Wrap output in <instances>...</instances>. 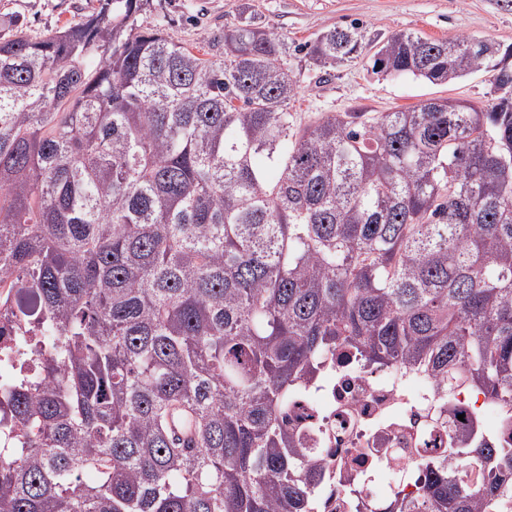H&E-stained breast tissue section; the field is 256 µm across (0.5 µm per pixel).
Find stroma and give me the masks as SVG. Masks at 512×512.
<instances>
[{"mask_svg": "<svg viewBox=\"0 0 512 512\" xmlns=\"http://www.w3.org/2000/svg\"><path fill=\"white\" fill-rule=\"evenodd\" d=\"M98 7L99 0H0V38L11 35L16 20L25 24L30 36L38 37ZM140 19L203 58L217 53L211 38L242 21L274 26L293 48L288 63L300 89L289 109L301 124L329 112H393L429 98L482 107L496 96L485 73L432 84L376 72L367 54L334 67L311 66L295 47L327 28L360 23L364 41L372 48L403 30L433 40L477 37L512 46V0H147Z\"/></svg>", "mask_w": 512, "mask_h": 512, "instance_id": "obj_1", "label": "stroma"}]
</instances>
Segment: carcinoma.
<instances>
[{
    "label": "carcinoma",
    "instance_id": "cac0c4a2",
    "mask_svg": "<svg viewBox=\"0 0 512 512\" xmlns=\"http://www.w3.org/2000/svg\"><path fill=\"white\" fill-rule=\"evenodd\" d=\"M99 2L0 40V280L31 301L0 347V512H322L327 472L284 419L350 356L505 418L407 449L416 490L387 512H503L512 47L395 33L373 70L501 94L303 126L275 28L202 59L139 24L143 0ZM305 49L324 68L366 46L351 23Z\"/></svg>",
    "mask_w": 512,
    "mask_h": 512
}]
</instances>
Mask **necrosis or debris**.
Instances as JSON below:
<instances>
[{"label":"necrosis or debris","mask_w":512,"mask_h":512,"mask_svg":"<svg viewBox=\"0 0 512 512\" xmlns=\"http://www.w3.org/2000/svg\"><path fill=\"white\" fill-rule=\"evenodd\" d=\"M431 388L425 375L393 367L350 369L316 390L314 404H296L288 426L304 432L318 426L316 445L337 479L369 469L385 477L384 485L365 479L361 487L363 501L383 505L399 483L398 449L432 437L422 410Z\"/></svg>","instance_id":"obj_1"}]
</instances>
